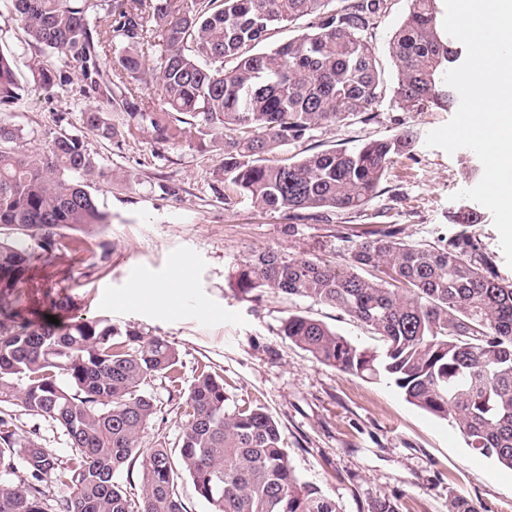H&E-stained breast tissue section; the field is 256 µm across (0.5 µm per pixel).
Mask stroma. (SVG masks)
<instances>
[{
	"label": "stroma",
	"instance_id": "1",
	"mask_svg": "<svg viewBox=\"0 0 512 512\" xmlns=\"http://www.w3.org/2000/svg\"><path fill=\"white\" fill-rule=\"evenodd\" d=\"M409 12V0H388L371 41L388 83L397 71L388 43ZM0 51L9 54L20 96L5 118L22 129L27 148L47 140L53 117L67 114L83 134L102 172L93 192L111 222L86 247L63 249L36 262L6 298L29 319L55 315L71 299L77 313L105 317L118 327L161 336L179 352L184 384L200 368L223 376L230 402L264 406L278 422L292 468L320 487L340 512H368L379 497L399 498L403 512H448L462 494L479 512H512V471L476 455L450 421L408 403L383 380H370L325 366L280 334L292 314L320 320L352 343L380 349L359 321L330 306L270 292L244 294L234 286L236 267L268 249L294 257L343 261L348 237L374 227L387 209L411 244L436 246L454 235L451 196L478 183L464 166L480 168L468 149L447 154L427 147L423 137L445 124L452 110L405 112L384 103L374 121L328 124L310 140L280 149L302 156L310 148H352L391 136L403 127L420 136L410 173L390 182L388 192L366 210L326 212L289 222L280 213L255 209L243 197L225 202L213 190L219 155L194 144L160 146L149 134L108 141L84 133L81 115L95 101L81 79L51 92L33 83L32 50L11 0H0ZM159 411L143 438L176 447L182 408L167 379L148 388Z\"/></svg>",
	"mask_w": 512,
	"mask_h": 512
}]
</instances>
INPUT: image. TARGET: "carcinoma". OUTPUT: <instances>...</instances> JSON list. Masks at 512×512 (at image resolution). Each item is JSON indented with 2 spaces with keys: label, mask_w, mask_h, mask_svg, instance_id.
<instances>
[{
  "label": "carcinoma",
  "mask_w": 512,
  "mask_h": 512,
  "mask_svg": "<svg viewBox=\"0 0 512 512\" xmlns=\"http://www.w3.org/2000/svg\"><path fill=\"white\" fill-rule=\"evenodd\" d=\"M30 46L58 52L63 65L34 60L33 77L53 90L80 75L97 105L83 128L112 140L144 132L155 144L204 136L221 146L216 191L229 200L297 219L310 211H362L381 196L396 166L413 159L419 133L405 127L352 149L272 159L323 124L375 119L386 97L404 112L450 107L443 77L461 50L437 24V0H411L389 42L397 81L387 90L367 34L386 0H11ZM105 7L107 23L98 17ZM309 30L271 49L272 31L300 18ZM160 50L157 64L146 54ZM112 57L111 71L100 68ZM158 87L151 95L147 89ZM19 87L0 52V107ZM124 111L119 132L108 109ZM49 140L22 145V129L0 118V288L62 247L64 229L85 234L109 223L92 193L101 175L66 114ZM431 248L407 243L398 224L348 238L346 263L267 250L241 262L235 287L312 299L361 322L381 350L352 344L319 320L290 315L281 335L321 364L393 384L405 399L455 423L472 452L512 470V282L465 227ZM180 359L162 336L120 329L106 318L57 324L21 316L0 297V474L22 461L26 479L0 485V512H187L177 493L186 476L211 512H339L302 481L276 421L264 407L227 406L224 379L202 369L183 404L174 449L142 438L158 412L145 391L154 378L181 393ZM44 419L67 436L62 462L20 428ZM139 464L141 498L128 500L115 476ZM68 495L49 502L44 483ZM369 512H402L378 498Z\"/></svg>",
  "instance_id": "cac0c4a2"
}]
</instances>
